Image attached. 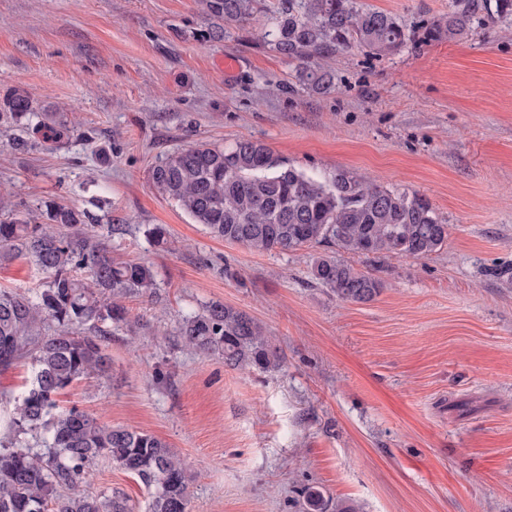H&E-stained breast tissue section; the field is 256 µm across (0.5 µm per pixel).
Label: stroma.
Wrapping results in <instances>:
<instances>
[{
  "label": "stroma",
  "mask_w": 512,
  "mask_h": 512,
  "mask_svg": "<svg viewBox=\"0 0 512 512\" xmlns=\"http://www.w3.org/2000/svg\"><path fill=\"white\" fill-rule=\"evenodd\" d=\"M411 29L397 52L327 59L301 90L255 28L208 37L203 0H0V93L21 85L71 112L75 135L14 150L0 133V196L46 199L123 225L118 261L154 273L123 303L99 378L58 397L165 440L190 476L187 512H300L301 488L356 512H512V24L433 37L456 0H369ZM232 69H225V58ZM262 141L308 172L349 169L426 195L449 226L426 258L345 255L385 287L366 304L316 286L324 248L258 253L213 237L152 186L166 154ZM163 224L168 243L145 231ZM218 301L260 321L286 354L232 369L177 338L182 312ZM32 361L0 369V441ZM95 488L147 512L149 493L100 458Z\"/></svg>",
  "instance_id": "stroma-1"
}]
</instances>
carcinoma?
Segmentation results:
<instances>
[{
    "label": "carcinoma",
    "instance_id": "cac0c4a2",
    "mask_svg": "<svg viewBox=\"0 0 512 512\" xmlns=\"http://www.w3.org/2000/svg\"><path fill=\"white\" fill-rule=\"evenodd\" d=\"M205 7L224 22L209 33L220 39L226 29L251 23L257 0H205ZM509 22L512 0H459L437 29L454 38L476 23ZM262 39L297 63L299 86L325 93L332 75L324 59L353 47L392 53L410 32L393 14L358 0H278ZM2 127L22 132L10 139L16 150L60 144L75 132L69 113L38 106L20 85L0 96ZM150 179L214 237L257 252L319 245L366 257L420 258L448 242V224L425 195L369 183L349 169L319 175L285 166L258 140L242 139L228 149L202 142L178 149L152 167ZM89 220L87 212L54 200L24 216L0 204V263L26 257L46 274L35 292L0 289V368L27 354L33 364L31 384L15 404L13 439L0 447V512H133L124 494L91 486V468L102 455L150 490L149 512H186L185 467L166 441L109 426L77 408L55 412L62 390L104 375L106 325L136 332L121 298L155 288L150 266L110 256L116 228L101 224V233L90 235ZM312 277L344 303L371 302L384 288L372 272L332 256L315 260ZM178 337L190 349L224 357L233 369L274 371L284 363L258 320L221 302L184 314ZM304 499L306 512H329L319 490L307 488Z\"/></svg>",
    "mask_w": 512,
    "mask_h": 512
}]
</instances>
